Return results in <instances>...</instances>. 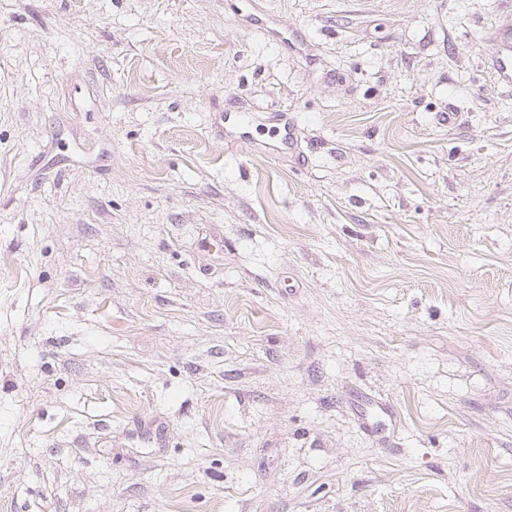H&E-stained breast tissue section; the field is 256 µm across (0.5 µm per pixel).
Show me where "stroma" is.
Segmentation results:
<instances>
[{"mask_svg": "<svg viewBox=\"0 0 512 512\" xmlns=\"http://www.w3.org/2000/svg\"><path fill=\"white\" fill-rule=\"evenodd\" d=\"M505 27L0 0V512H512Z\"/></svg>", "mask_w": 512, "mask_h": 512, "instance_id": "1", "label": "stroma"}]
</instances>
